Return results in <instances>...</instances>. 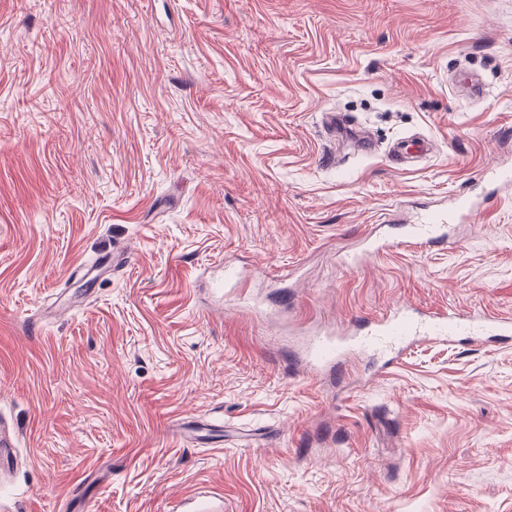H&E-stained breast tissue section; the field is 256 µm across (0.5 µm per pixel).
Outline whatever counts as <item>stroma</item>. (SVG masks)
Here are the masks:
<instances>
[{
	"label": "stroma",
	"instance_id": "stroma-1",
	"mask_svg": "<svg viewBox=\"0 0 512 512\" xmlns=\"http://www.w3.org/2000/svg\"><path fill=\"white\" fill-rule=\"evenodd\" d=\"M412 135L431 152L397 165ZM499 152L512 0H0V512L76 485L96 512L201 487L224 512H512V339L315 375L305 352L401 302L512 316V187L447 244L339 261L481 194ZM217 259L245 275L220 313ZM215 417L223 447L178 431ZM18 439L13 427H9L0 419V477L9 474L17 464Z\"/></svg>",
	"mask_w": 512,
	"mask_h": 512
}]
</instances>
